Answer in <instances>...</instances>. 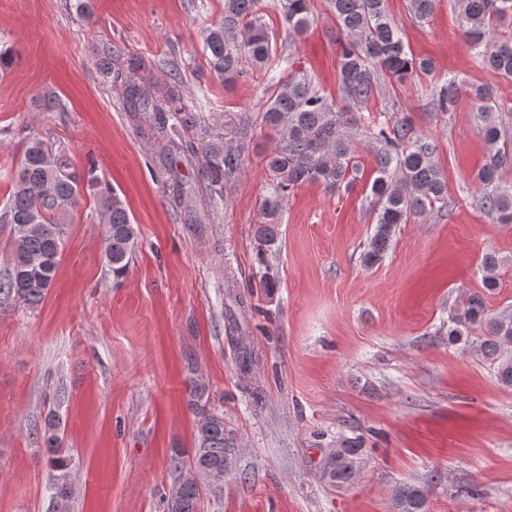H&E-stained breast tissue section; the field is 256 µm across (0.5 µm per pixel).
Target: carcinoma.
Returning <instances> with one entry per match:
<instances>
[{
	"instance_id": "carcinoma-1",
	"label": "carcinoma",
	"mask_w": 512,
	"mask_h": 512,
	"mask_svg": "<svg viewBox=\"0 0 512 512\" xmlns=\"http://www.w3.org/2000/svg\"><path fill=\"white\" fill-rule=\"evenodd\" d=\"M262 0H224V16L204 37L210 69L229 82L243 74L245 61L269 72L280 61L272 51V35L261 15ZM436 0H411L414 19H428ZM336 22L345 35L340 49V99L336 102L316 90L304 76L294 73L271 77V92L262 120L283 133L280 143L266 156L265 168L273 187L261 203V221L255 237L260 255L276 245L281 224L282 202L295 187L318 182L328 188L345 183L353 170L348 129L361 118L351 114L380 90L382 84H402L418 73L434 69L433 61L416 59L404 48L401 28L389 18L385 0H330ZM288 31L302 34L308 29L311 0H276ZM460 25L468 47L493 74L512 78V34L504 37L499 27L512 20V0H459ZM141 61L130 58L126 67L114 70L116 78L126 76L124 94L133 112H149L150 129L163 141L159 158L166 163L188 147L169 135V121L186 126L197 122L192 112L174 111L169 104L180 98L177 85L158 86L147 92L139 75ZM459 87L450 80L434 89L433 105L440 112L454 106ZM483 114L480 132L489 157L477 179L490 191L483 207L502 224H512V189L501 187L504 170L512 165V148L502 140L501 128L488 118L502 111V104L483 86L473 89ZM378 143L377 173L371 191L374 198V230L363 262L374 265L383 259L397 228L408 224L427 209L448 205L447 184L435 160V146L420 137L404 119L379 127L373 133ZM207 159L204 191L211 199L224 198L228 185L242 166L244 148L231 150L219 138L200 143ZM100 185L94 168L85 176L77 174L64 157L41 139L28 145L13 181L0 223L14 225L20 247L15 249L8 276L0 281V295L34 308L52 288L60 262L65 226L78 202L82 183ZM99 215L106 226L105 257L114 280L127 274L138 245V233L125 201L112 188L99 191ZM499 259L492 253L483 257V289L469 294L463 308L449 318L448 343L462 337L468 348L494 372L497 381L512 388V309H489L487 295L498 288ZM200 415L198 448L190 466L201 473L224 469L231 453V434L224 429V413L191 403ZM61 417L49 411L36 437L46 448L51 471L52 512H70V460L60 454ZM339 451L324 457L320 469L326 483L334 488L350 485L361 470L365 445L359 435H341ZM426 494L416 485L403 484L394 495L397 512H426ZM201 487L184 482L168 512H200Z\"/></svg>"
}]
</instances>
